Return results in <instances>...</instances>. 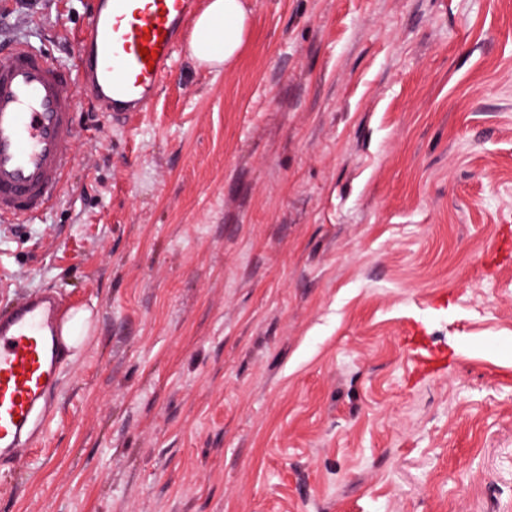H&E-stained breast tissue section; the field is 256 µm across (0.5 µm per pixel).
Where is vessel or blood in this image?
I'll use <instances>...</instances> for the list:
<instances>
[{
    "instance_id": "b4317fda",
    "label": "vessel or blood",
    "mask_w": 512,
    "mask_h": 512,
    "mask_svg": "<svg viewBox=\"0 0 512 512\" xmlns=\"http://www.w3.org/2000/svg\"><path fill=\"white\" fill-rule=\"evenodd\" d=\"M197 0H98L63 62L17 37L0 53V223L33 224L64 197L81 136L79 101L120 118L149 111ZM53 295L26 293L0 318V458H21L41 433L61 378Z\"/></svg>"
}]
</instances>
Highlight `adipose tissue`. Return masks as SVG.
Masks as SVG:
<instances>
[{
  "label": "adipose tissue",
  "mask_w": 512,
  "mask_h": 512,
  "mask_svg": "<svg viewBox=\"0 0 512 512\" xmlns=\"http://www.w3.org/2000/svg\"><path fill=\"white\" fill-rule=\"evenodd\" d=\"M249 31L250 10L245 0H209L194 21L191 56L209 67L230 65L244 52Z\"/></svg>",
  "instance_id": "obj_1"
}]
</instances>
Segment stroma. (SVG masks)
<instances>
[{
  "mask_svg": "<svg viewBox=\"0 0 512 512\" xmlns=\"http://www.w3.org/2000/svg\"><path fill=\"white\" fill-rule=\"evenodd\" d=\"M249 2L0 223V315L91 313L0 512H512V0ZM92 8L5 0L0 46ZM250 12L244 0H210L194 21L190 42L192 58L201 65L222 67L237 61L248 43ZM224 20V29L213 28Z\"/></svg>",
  "mask_w": 512,
  "mask_h": 512,
  "instance_id": "stroma-1",
  "label": "stroma"
}]
</instances>
